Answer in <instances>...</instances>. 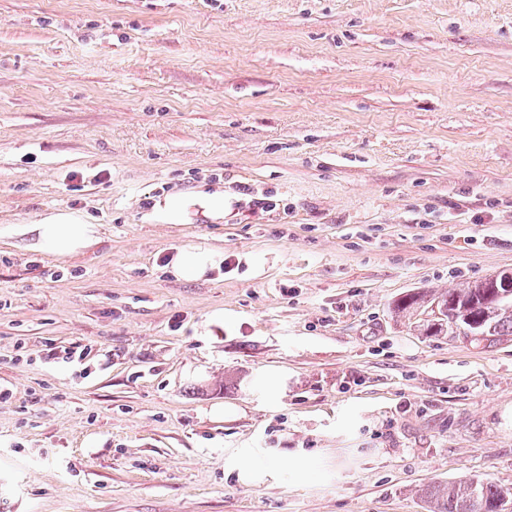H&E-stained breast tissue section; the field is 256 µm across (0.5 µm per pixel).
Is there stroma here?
I'll list each match as a JSON object with an SVG mask.
<instances>
[{
	"label": "stroma",
	"instance_id": "35a3bbf8",
	"mask_svg": "<svg viewBox=\"0 0 512 512\" xmlns=\"http://www.w3.org/2000/svg\"><path fill=\"white\" fill-rule=\"evenodd\" d=\"M200 186L232 195L223 223L148 221ZM58 211L99 244L10 232ZM199 245L223 275L176 280ZM504 270L512 0H0V512L512 489V338L392 312ZM241 448L276 477L239 482ZM16 233L31 234L36 247L61 259L83 254L100 240V226L85 224L74 212L50 214L39 224H19ZM171 274L183 282H197L209 279L224 266V251L215 247L197 246L178 249L168 262Z\"/></svg>",
	"mask_w": 512,
	"mask_h": 512
}]
</instances>
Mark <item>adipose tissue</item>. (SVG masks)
I'll use <instances>...</instances> for the list:
<instances>
[{
  "label": "adipose tissue",
  "mask_w": 512,
  "mask_h": 512,
  "mask_svg": "<svg viewBox=\"0 0 512 512\" xmlns=\"http://www.w3.org/2000/svg\"><path fill=\"white\" fill-rule=\"evenodd\" d=\"M230 208L231 201L220 188L174 192L156 198L152 205V218L158 224H190L198 217L220 224ZM16 231L21 235H31L36 247L61 259L86 252L100 239L99 225L84 223L74 212L54 213L40 223L19 225ZM223 265L222 249L197 246L177 250L170 256L168 267L177 280L197 282L208 279Z\"/></svg>",
  "instance_id": "1"
}]
</instances>
